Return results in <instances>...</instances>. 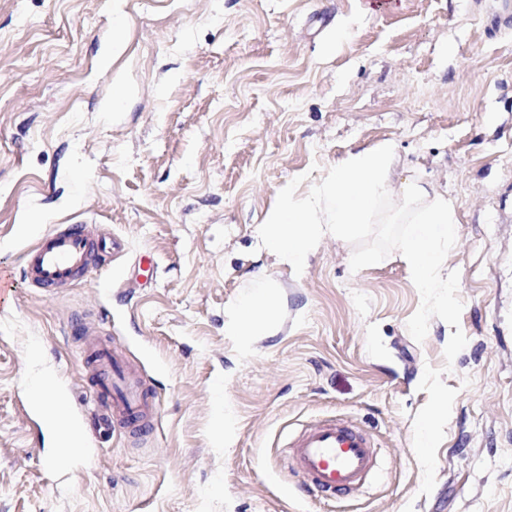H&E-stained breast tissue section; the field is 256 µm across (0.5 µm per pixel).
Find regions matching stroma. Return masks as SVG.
<instances>
[{
	"label": "stroma",
	"mask_w": 512,
	"mask_h": 512,
	"mask_svg": "<svg viewBox=\"0 0 512 512\" xmlns=\"http://www.w3.org/2000/svg\"><path fill=\"white\" fill-rule=\"evenodd\" d=\"M497 7L0 0V266L78 222L128 247L58 295L22 284L0 308V512H512V28L492 29ZM384 143L393 188L417 181L454 207L443 269L460 274L467 344L450 363L446 322L420 343L407 330L421 299L399 252L354 272L353 246L327 233L298 275L260 243L290 181L304 197ZM143 254L150 288L116 296ZM258 278L261 321L230 331ZM93 312L140 366L157 424L145 442L83 431L77 455L29 374L50 370L56 404L82 418L93 395L64 327ZM428 365L458 395L424 495L412 439ZM325 415L381 450L362 494L320 497L287 468L289 432Z\"/></svg>",
	"instance_id": "stroma-1"
}]
</instances>
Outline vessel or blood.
I'll return each mask as SVG.
<instances>
[{"label": "vessel or blood", "instance_id": "1", "mask_svg": "<svg viewBox=\"0 0 512 512\" xmlns=\"http://www.w3.org/2000/svg\"><path fill=\"white\" fill-rule=\"evenodd\" d=\"M126 249L122 238L100 233L93 225H66L26 252L20 272L0 268V306L6 304L16 282L53 295L74 284L90 266L111 264ZM66 333L80 340L90 367L83 386L94 394L95 407L85 414L92 429L99 433L119 424L134 439L151 436L155 396L104 328L83 321L68 324ZM283 453L308 490L336 497L366 487L379 465L372 436L352 421L336 417L303 425L289 437Z\"/></svg>", "mask_w": 512, "mask_h": 512}]
</instances>
